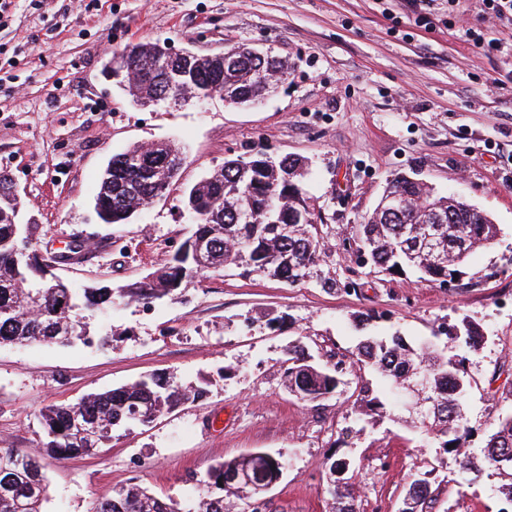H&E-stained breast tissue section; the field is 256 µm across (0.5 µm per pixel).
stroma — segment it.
<instances>
[{"label": "stroma", "mask_w": 512, "mask_h": 512, "mask_svg": "<svg viewBox=\"0 0 512 512\" xmlns=\"http://www.w3.org/2000/svg\"><path fill=\"white\" fill-rule=\"evenodd\" d=\"M423 10L433 26H418L406 0H14L0 17V171L16 182L21 222L38 227L37 252L92 238L82 263L58 271L74 286L95 276L121 285L169 262L194 229L184 191L230 156L305 157L322 218L320 260L296 284L201 277L178 301L94 313L111 346L0 345V448L39 447L49 404L149 374L208 385L204 400L116 433L95 455L48 460L44 512H93L128 483L178 498L190 476L255 451L286 463L267 493L270 512H331L324 461L333 452L352 463L356 512H401L427 471L436 483L425 512H501L496 470L460 489L458 458L390 391L379 393L384 416L364 414L361 402L375 375L355 352L372 330L466 355L472 452L512 412V22L485 14L481 0H430ZM452 11L462 17L453 28ZM468 28L498 38L497 48L474 52ZM157 40L200 53L269 47L288 73L254 105L139 106L102 66L113 50ZM151 142L183 152L177 178L129 223H101L92 201L108 160ZM399 175L459 194L497 228L452 285L410 270L367 274L352 251L357 225ZM281 315V327H267ZM464 319L481 328L478 351L434 341L439 325ZM297 342L319 360H343L335 393L316 402L290 393Z\"/></svg>", "instance_id": "1"}]
</instances>
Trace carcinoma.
<instances>
[{"label":"carcinoma","instance_id":"1","mask_svg":"<svg viewBox=\"0 0 512 512\" xmlns=\"http://www.w3.org/2000/svg\"><path fill=\"white\" fill-rule=\"evenodd\" d=\"M130 64L135 80H116L136 102H168L206 98L224 93L233 104L262 99L272 88L268 77L283 73L272 53L233 46L219 54H194L171 59L163 44L134 43L112 52V65ZM183 164L180 153L167 143L149 149L132 146L115 154L104 169L94 198V210L106 224H126L138 205L169 189ZM305 163L294 156L265 154L231 157L194 185L183 200L196 229L189 239L204 244L208 265L198 269L190 251L178 248L164 266L139 280L122 285L88 284L49 288L36 262L15 248L20 199L0 179V344L92 342L88 311L112 307L116 300L150 304L177 295L182 286L205 273L239 270L242 276H263L294 284L308 274L321 253V216L317 198L301 180ZM384 193L399 197L400 209L378 205L357 233L356 252L375 272L401 273L412 269L421 277L449 285L462 276L470 254L490 244L496 228L491 220L461 197L443 195L422 182L401 176ZM434 224V246L423 242V223ZM450 340H462L476 351L483 336L470 323L443 328ZM360 362L376 373L388 389L423 393L421 413L427 431L443 451L460 457L463 483H474L487 468L512 478V413L498 419L493 433L474 457L462 445L470 429L463 411L465 359L441 357L432 345L413 346L399 335L369 336L358 347ZM343 361L322 365L300 343L288 349L285 373L288 389L304 401L331 394L341 379ZM202 385L184 384L176 376H149L73 404H51L40 410L46 442L35 451L0 449V472L13 476L0 484V512H42L49 484L43 472L47 456H89L112 440L115 432H130L151 423L164 409L205 398ZM326 492L337 512H356L353 489L346 477L350 461L326 456ZM281 458L249 459L239 455L212 466L182 499L158 497L137 484L114 487L97 502L95 512H265L254 504L255 488L248 476L256 469L282 472ZM432 498L428 476L412 480L401 512H419Z\"/></svg>","mask_w":512,"mask_h":512}]
</instances>
